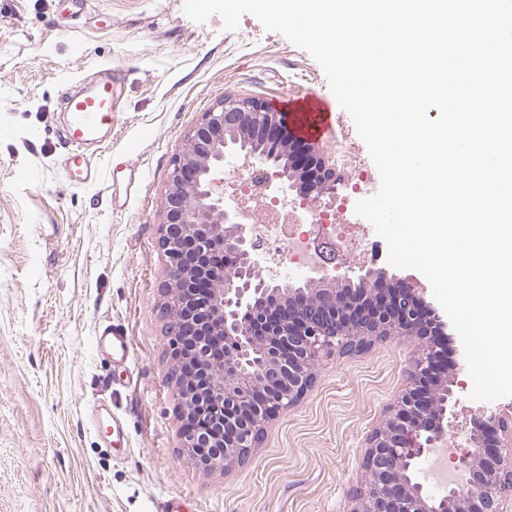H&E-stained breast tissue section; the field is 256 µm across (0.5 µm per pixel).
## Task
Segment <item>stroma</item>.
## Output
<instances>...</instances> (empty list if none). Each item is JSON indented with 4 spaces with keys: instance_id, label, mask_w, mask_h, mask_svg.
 <instances>
[{
    "instance_id": "1",
    "label": "stroma",
    "mask_w": 512,
    "mask_h": 512,
    "mask_svg": "<svg viewBox=\"0 0 512 512\" xmlns=\"http://www.w3.org/2000/svg\"><path fill=\"white\" fill-rule=\"evenodd\" d=\"M184 0H0V512H342L361 479L366 439L405 384L418 353L407 338L325 359L311 390L268 427L251 460L209 472L180 454L168 378L162 200L188 132L224 96L290 111L322 100L333 123L318 143L340 181L372 167L350 115L315 59L253 15L234 31L191 21ZM113 82L112 138L94 162L112 180L69 183L61 136L64 92L104 68ZM366 263L442 308L427 279ZM127 360L97 350L107 326ZM456 374L448 422L512 415V397L470 398L459 336L446 339Z\"/></svg>"
}]
</instances>
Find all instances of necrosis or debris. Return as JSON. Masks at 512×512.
<instances>
[{
  "instance_id": "obj_1",
  "label": "necrosis or debris",
  "mask_w": 512,
  "mask_h": 512,
  "mask_svg": "<svg viewBox=\"0 0 512 512\" xmlns=\"http://www.w3.org/2000/svg\"><path fill=\"white\" fill-rule=\"evenodd\" d=\"M239 189L230 202L246 223L256 225L259 244L280 247L288 257V269L306 274L315 267L335 271L339 260L359 255V239L349 217L358 200L379 189L368 169H359L348 184L340 186L319 210L307 212L285 197L267 195L259 169L240 161L231 164Z\"/></svg>"
}]
</instances>
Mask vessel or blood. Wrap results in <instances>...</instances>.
<instances>
[{"label": "vessel or blood", "instance_id": "vessel-or-blood-1", "mask_svg": "<svg viewBox=\"0 0 512 512\" xmlns=\"http://www.w3.org/2000/svg\"><path fill=\"white\" fill-rule=\"evenodd\" d=\"M69 114L64 131L70 148L69 174L78 184L94 182L98 171L86 156L87 146L100 142L102 131L112 128V78L104 76L95 86L92 95L83 100H68ZM295 133L304 139L321 135L332 123V115L316 100H305L294 105L290 114ZM98 347L109 350L118 359H125L129 352V340L121 331L98 336Z\"/></svg>", "mask_w": 512, "mask_h": 512}]
</instances>
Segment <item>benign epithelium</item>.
Returning a JSON list of instances; mask_svg holds the SVG:
<instances>
[{
	"instance_id": "7a95c632",
	"label": "benign epithelium",
	"mask_w": 512,
	"mask_h": 512,
	"mask_svg": "<svg viewBox=\"0 0 512 512\" xmlns=\"http://www.w3.org/2000/svg\"><path fill=\"white\" fill-rule=\"evenodd\" d=\"M288 146V167L261 145ZM238 158L258 166L269 186L314 208L336 186V170L288 115L258 100L225 96L187 137L162 204L161 246L168 262L164 309L180 417L193 415L232 431L181 428V453L207 471L250 460L268 425L311 389L320 362L349 349L353 337L423 341L405 385L367 438L361 483L345 512H504L512 489V423L478 417L473 450L457 477L435 496L414 479L419 461L453 432L444 424L453 380L437 367L419 298L384 273H315L295 287L258 252L255 228L224 208L216 173ZM360 283L354 292L348 283Z\"/></svg>"
}]
</instances>
